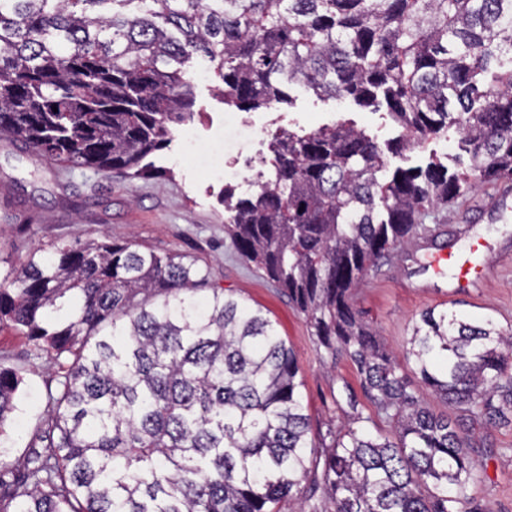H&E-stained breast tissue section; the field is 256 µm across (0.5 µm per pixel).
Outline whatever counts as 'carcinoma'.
<instances>
[{
  "label": "carcinoma",
  "mask_w": 512,
  "mask_h": 512,
  "mask_svg": "<svg viewBox=\"0 0 512 512\" xmlns=\"http://www.w3.org/2000/svg\"><path fill=\"white\" fill-rule=\"evenodd\" d=\"M195 55L242 111L303 85L385 106L405 148L450 130L466 145L458 174L392 169L342 123L279 135L274 177L224 198L238 254L306 314L322 364L351 360L374 412L342 386L348 422L316 445L293 350L208 267L63 243L0 279V330L60 367L27 454L0 458V512H280L294 496L299 512H482L468 430L512 424V326L426 310L405 349L419 388L353 292L439 205L512 179V0H0V131L149 178L170 125L194 118ZM22 383L1 357L0 436Z\"/></svg>",
  "instance_id": "carcinoma-1"
}]
</instances>
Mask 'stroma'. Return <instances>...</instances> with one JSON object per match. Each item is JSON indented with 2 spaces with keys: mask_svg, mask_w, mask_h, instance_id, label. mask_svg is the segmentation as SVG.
I'll use <instances>...</instances> for the list:
<instances>
[{
  "mask_svg": "<svg viewBox=\"0 0 512 512\" xmlns=\"http://www.w3.org/2000/svg\"><path fill=\"white\" fill-rule=\"evenodd\" d=\"M184 70L195 90V131L198 136L211 137L214 148H222L228 110L221 93L223 84L202 59H191ZM289 96V102L252 111L257 134L265 142H272L284 129L304 134L340 122L354 123L383 146L395 147L402 133L383 107L324 99L299 87L291 88ZM433 159L452 171L465 170L468 164L455 134L389 157L392 166L403 168L423 167ZM152 160L162 170L161 178L83 173L48 161L0 134V274L31 252H51L56 243L109 237L159 254L177 252L196 258L224 287L232 289L235 298L261 309L292 348L313 433L322 434L328 425L340 424L343 414L336 395L342 384L358 386L355 370L345 360L333 368L322 367L305 314L262 271L236 253L224 231L229 213L223 202V180L197 165L194 154L184 147L178 125L172 128L170 143L155 151ZM498 188V183H483L466 198L437 208L435 237L412 240L399 260L369 275L355 291V308L392 355H403L413 320L452 299L447 275L435 277L418 270L437 244L446 241L461 254L478 246L487 266L484 282L452 299L456 312L468 319L491 318L503 328L512 326V206L494 220L484 213ZM1 353L23 377L17 408L0 437V458L14 460L26 454L45 418L46 392L54 385L59 367L8 329L0 331ZM472 435L483 463L475 488L478 499L486 512H512V427L477 425Z\"/></svg>",
  "mask_w": 512,
  "mask_h": 512,
  "instance_id": "obj_1",
  "label": "stroma"
}]
</instances>
